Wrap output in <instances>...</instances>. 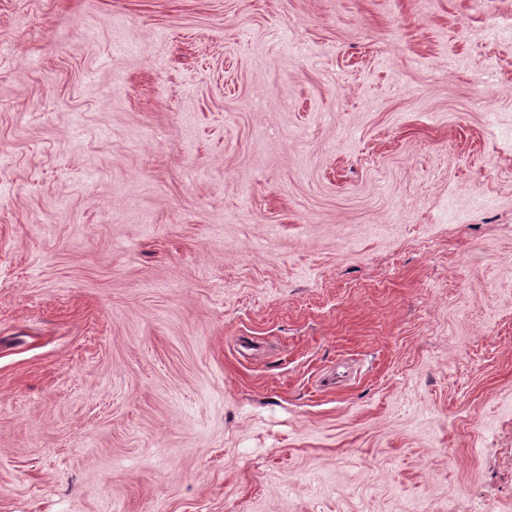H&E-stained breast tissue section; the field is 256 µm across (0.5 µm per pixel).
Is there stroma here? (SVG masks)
<instances>
[{
  "label": "stroma",
  "instance_id": "stroma-1",
  "mask_svg": "<svg viewBox=\"0 0 512 512\" xmlns=\"http://www.w3.org/2000/svg\"><path fill=\"white\" fill-rule=\"evenodd\" d=\"M512 0H0V512H512Z\"/></svg>",
  "mask_w": 512,
  "mask_h": 512
}]
</instances>
